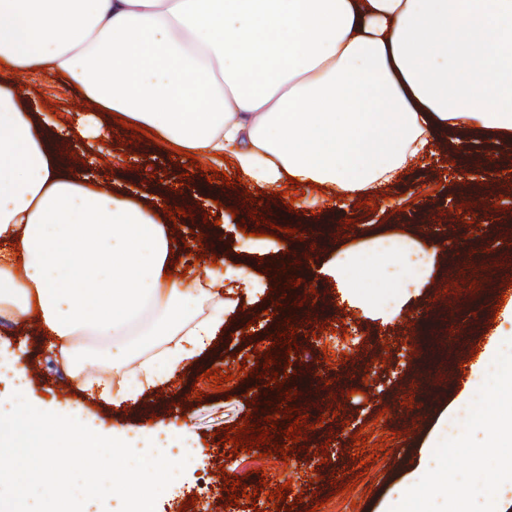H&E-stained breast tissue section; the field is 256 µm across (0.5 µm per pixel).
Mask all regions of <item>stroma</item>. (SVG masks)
<instances>
[{
	"mask_svg": "<svg viewBox=\"0 0 512 512\" xmlns=\"http://www.w3.org/2000/svg\"><path fill=\"white\" fill-rule=\"evenodd\" d=\"M21 84L30 111L72 121L85 109L82 89L66 76L33 74ZM100 119L111 132L109 152L96 157L100 182L116 191L137 188L150 205L188 202L196 216L217 219L209 234L223 242L225 264L248 265L266 279L285 259L291 274L288 283L257 298L226 296L224 329L215 346L170 383L120 409L78 388L49 350L38 319L0 320V356L20 357L27 366L31 402L82 409L108 430L187 421L200 450L175 462L173 474L152 492L150 512H178L188 500L193 503L188 512H271L275 503L269 494L284 483L291 486L285 500L292 512H383L408 490L411 474L425 466L423 448L455 405L473 357L499 325L495 308L501 296H512V284L502 276L512 260V138L449 134L434 156L409 171L405 183L380 187L369 205L359 209L353 201L339 202L330 189L309 187L287 215L272 191L210 178L208 159L191 175H181L172 145L153 135L132 138L113 113H101ZM459 149L494 162L500 180L448 175L447 162ZM463 204L471 210L492 206L496 217L475 226L456 223ZM241 221L246 231H239ZM273 224L279 232L271 238L267 231ZM436 230L454 236L457 258L440 257L424 288L396 318L368 315L333 280L316 284L310 278L311 264L358 251L373 238L397 233L416 238ZM449 318L462 331L449 338L436 363H428L419 340ZM328 326L345 331L339 345L316 338V329ZM291 327L298 362L288 387L304 416L299 443L284 457H264L256 448L218 455L221 433L234 424L251 419L261 428L273 415L277 429L289 428V420L276 414L279 391L265 378H243L238 371L244 363L255 366L252 352L266 351L273 336ZM214 368L234 371L229 392L206 378ZM359 432L365 435L361 445L353 440ZM237 478L255 496L242 508L229 504L224 489Z\"/></svg>",
	"mask_w": 512,
	"mask_h": 512,
	"instance_id": "obj_1",
	"label": "stroma"
}]
</instances>
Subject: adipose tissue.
<instances>
[{
  "mask_svg": "<svg viewBox=\"0 0 512 512\" xmlns=\"http://www.w3.org/2000/svg\"><path fill=\"white\" fill-rule=\"evenodd\" d=\"M36 73L194 156L230 157L259 189L291 177L347 199L400 179L439 133L512 137V0H0V318L38 315L80 387L120 407L212 347L225 293L265 285L245 266L173 274L170 215L73 167L106 132L91 114L39 125L19 84ZM442 246L383 236L320 274L393 318ZM384 259L381 298L369 271ZM101 362L125 377L86 375ZM28 391L25 365L0 359V501L26 512H70L62 491L81 475L142 512L169 441L196 450L182 420L106 432L77 409L31 408Z\"/></svg>",
  "mask_w": 512,
  "mask_h": 512,
  "instance_id": "ef3b65f1",
  "label": "adipose tissue"
}]
</instances>
